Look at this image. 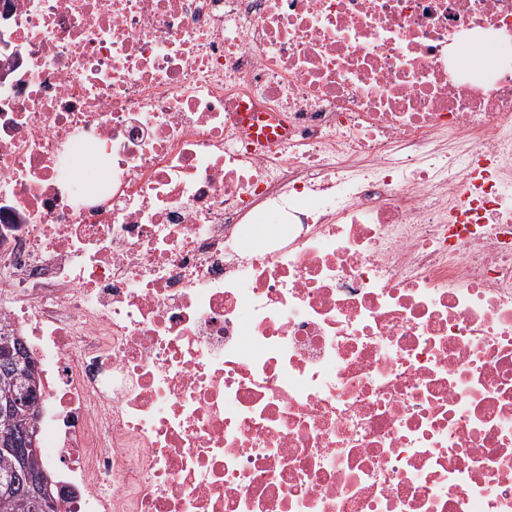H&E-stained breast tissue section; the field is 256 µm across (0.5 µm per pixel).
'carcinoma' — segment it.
<instances>
[{"instance_id": "carcinoma-1", "label": "carcinoma", "mask_w": 512, "mask_h": 512, "mask_svg": "<svg viewBox=\"0 0 512 512\" xmlns=\"http://www.w3.org/2000/svg\"><path fill=\"white\" fill-rule=\"evenodd\" d=\"M9 359H0V375L9 374L20 381L40 386L38 375L23 368L8 367ZM27 426L22 419L0 415V435L8 434L16 443L10 448L0 447V512H33L30 475L43 470L37 453L27 447Z\"/></svg>"}]
</instances>
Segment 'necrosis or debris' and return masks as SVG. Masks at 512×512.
Returning a JSON list of instances; mask_svg holds the SVG:
<instances>
[{"label": "necrosis or debris", "mask_w": 512, "mask_h": 512, "mask_svg": "<svg viewBox=\"0 0 512 512\" xmlns=\"http://www.w3.org/2000/svg\"><path fill=\"white\" fill-rule=\"evenodd\" d=\"M479 36L512 0H15L0 324L67 512H512ZM16 336L12 335V331L6 328L1 327L0 328V377L1 374L8 373L9 376H13L14 378H17L18 381H25L26 383H34L38 394L40 397L41 394V386L38 380V374L32 372L31 370H25L22 367L21 368H7L8 366H11L9 363L8 358H4L2 360V352L4 353L7 349L13 348L17 349V342L15 340Z\"/></svg>", "instance_id": "obj_1"}]
</instances>
